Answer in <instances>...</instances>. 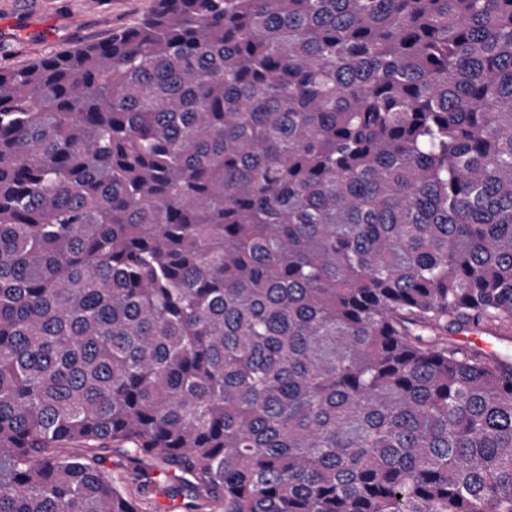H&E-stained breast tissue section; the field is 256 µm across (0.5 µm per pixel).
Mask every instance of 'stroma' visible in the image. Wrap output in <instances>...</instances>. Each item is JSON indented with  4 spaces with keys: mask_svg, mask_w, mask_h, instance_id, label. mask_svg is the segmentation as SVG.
Listing matches in <instances>:
<instances>
[{
    "mask_svg": "<svg viewBox=\"0 0 512 512\" xmlns=\"http://www.w3.org/2000/svg\"><path fill=\"white\" fill-rule=\"evenodd\" d=\"M155 0H0V66L20 67L47 54L130 26Z\"/></svg>",
    "mask_w": 512,
    "mask_h": 512,
    "instance_id": "obj_1",
    "label": "stroma"
}]
</instances>
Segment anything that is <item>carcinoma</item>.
<instances>
[{"mask_svg":"<svg viewBox=\"0 0 512 512\" xmlns=\"http://www.w3.org/2000/svg\"><path fill=\"white\" fill-rule=\"evenodd\" d=\"M476 326L512 0H156L0 68V512H512Z\"/></svg>","mask_w":512,"mask_h":512,"instance_id":"1","label":"carcinoma"}]
</instances>
